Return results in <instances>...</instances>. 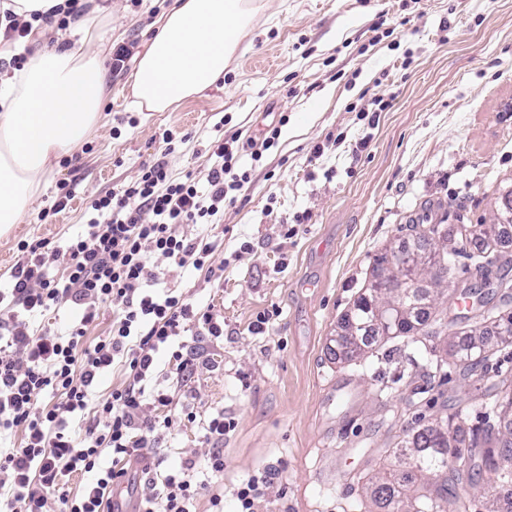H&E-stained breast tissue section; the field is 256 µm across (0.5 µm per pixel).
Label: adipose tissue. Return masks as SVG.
Returning <instances> with one entry per match:
<instances>
[{
    "mask_svg": "<svg viewBox=\"0 0 512 512\" xmlns=\"http://www.w3.org/2000/svg\"><path fill=\"white\" fill-rule=\"evenodd\" d=\"M68 0H0L8 15L32 21L68 10ZM257 10L256 0H173L136 57L129 84L135 107L165 112L223 80ZM102 5L55 29L51 47L22 68L0 72V232L22 223L47 175L99 125L107 71L99 56L111 30Z\"/></svg>",
    "mask_w": 512,
    "mask_h": 512,
    "instance_id": "obj_1",
    "label": "adipose tissue"
}]
</instances>
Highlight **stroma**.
I'll return each instance as SVG.
<instances>
[{
  "mask_svg": "<svg viewBox=\"0 0 512 512\" xmlns=\"http://www.w3.org/2000/svg\"><path fill=\"white\" fill-rule=\"evenodd\" d=\"M259 2L223 81L170 111H137L130 68L109 74L101 126L48 175L23 223L0 233V289L13 283L21 242L62 247L84 230L91 196L160 157L175 179L205 171L214 141L236 138L250 181L224 206L225 234L181 228L194 241L222 238L213 262L223 275L157 268V289L224 322L219 337L181 336L191 372L158 355L151 385L172 402L147 413L176 421L151 436L158 471L204 468L219 448L224 512H237L234 488L260 470L273 484L258 512H368L362 480L386 449L449 413L482 429L497 420L495 401L512 397V345L469 374L437 367L435 349L469 326L452 297L436 335L416 329L350 363L333 354L374 254L409 240L421 202L442 200L453 225L492 224L512 191V0ZM170 4L112 0L113 46L142 51ZM378 98L389 106L367 122ZM276 125L280 137L253 160L252 141ZM62 183L72 199L41 219ZM217 416L234 423L221 439L205 430Z\"/></svg>",
  "mask_w": 512,
  "mask_h": 512,
  "instance_id": "1",
  "label": "stroma"
}]
</instances>
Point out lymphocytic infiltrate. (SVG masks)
Returning a JSON list of instances; mask_svg holds the SVG:
<instances>
[{
    "label": "lymphocytic infiltrate",
    "instance_id": "lymphocytic-infiltrate-1",
    "mask_svg": "<svg viewBox=\"0 0 512 512\" xmlns=\"http://www.w3.org/2000/svg\"><path fill=\"white\" fill-rule=\"evenodd\" d=\"M213 162L204 180L193 175L172 178L164 161L144 164L140 176L112 192L91 198L93 213L84 233L66 249L38 239L24 244V261L16 269L9 291H0V436L23 430L25 442L0 450V512H48L50 500L64 512H105L112 488L125 482L130 460L142 455L157 426L145 413L147 403L168 405L167 393L151 390L155 355L185 329L204 326L224 333L215 315L169 291L156 294L149 285L157 278L151 257L177 266L204 268L217 241L198 244L179 234L185 224H217L225 203L234 201L248 183V174L234 171L232 141L217 140ZM64 262L65 280L51 274ZM84 311L68 332L31 334L30 321L39 312L65 302ZM115 303L112 334L94 346H84L87 325L100 304ZM127 370L125 383L97 404V427L80 437L69 424L88 407L94 382L112 366ZM53 389L59 400L43 406L38 398ZM111 466H103V453ZM88 477L80 496L66 488L73 473ZM224 472V455L210 452L204 475L148 476L143 512H192L197 497Z\"/></svg>",
    "mask_w": 512,
    "mask_h": 512
}]
</instances>
